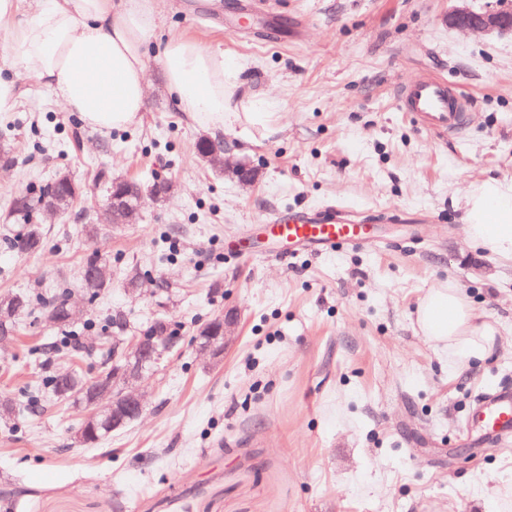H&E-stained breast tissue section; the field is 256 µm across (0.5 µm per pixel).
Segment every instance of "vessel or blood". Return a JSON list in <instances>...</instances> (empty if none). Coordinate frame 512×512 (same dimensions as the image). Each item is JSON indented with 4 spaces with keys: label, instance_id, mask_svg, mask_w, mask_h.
I'll use <instances>...</instances> for the list:
<instances>
[{
    "label": "vessel or blood",
    "instance_id": "b4317fda",
    "mask_svg": "<svg viewBox=\"0 0 512 512\" xmlns=\"http://www.w3.org/2000/svg\"><path fill=\"white\" fill-rule=\"evenodd\" d=\"M401 111L413 113L427 132L442 135L464 126L462 98L444 78L435 76L405 85L398 92ZM288 242L309 245L321 251H335L344 245L363 242L366 225L341 219L316 222L308 217H294L273 226ZM470 419L482 433L484 445L499 448L512 436V391L499 389L473 407Z\"/></svg>",
    "mask_w": 512,
    "mask_h": 512
}]
</instances>
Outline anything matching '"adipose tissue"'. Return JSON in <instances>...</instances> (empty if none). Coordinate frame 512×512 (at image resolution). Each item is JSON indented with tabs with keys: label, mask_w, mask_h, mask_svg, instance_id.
<instances>
[{
	"label": "adipose tissue",
	"mask_w": 512,
	"mask_h": 512,
	"mask_svg": "<svg viewBox=\"0 0 512 512\" xmlns=\"http://www.w3.org/2000/svg\"><path fill=\"white\" fill-rule=\"evenodd\" d=\"M156 25L153 0H0V26L14 31L8 54L19 75L97 130L126 127L146 111L145 46ZM161 64L179 107L193 117L216 128L273 123L270 112L235 111L222 52L173 38ZM465 220L475 247L512 263V184L489 179L468 188ZM417 323L458 372L491 356L497 342L496 327L451 283L427 290Z\"/></svg>",
	"instance_id": "1"
}]
</instances>
